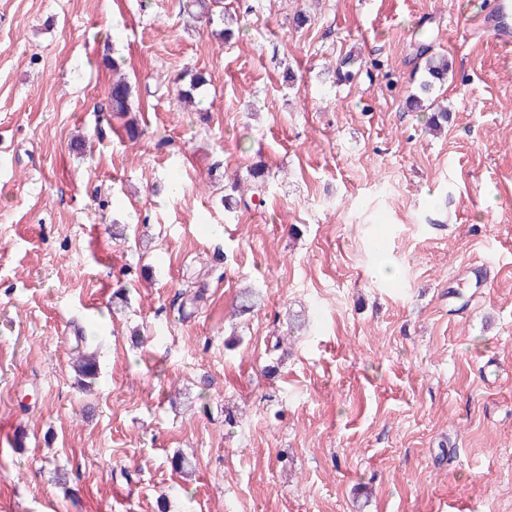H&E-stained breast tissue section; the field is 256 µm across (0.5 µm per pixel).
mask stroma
I'll return each mask as SVG.
<instances>
[{
  "mask_svg": "<svg viewBox=\"0 0 512 512\" xmlns=\"http://www.w3.org/2000/svg\"><path fill=\"white\" fill-rule=\"evenodd\" d=\"M494 2L213 0L193 25L181 0H0V512H512ZM423 42L452 66L435 136L406 105ZM109 58L130 114L102 109ZM258 162L262 203L227 210ZM80 345L77 343L74 354V362L79 374L84 378L95 382L98 379V357L95 350H91L85 341V336H78Z\"/></svg>",
  "mask_w": 512,
  "mask_h": 512,
  "instance_id": "stroma-1",
  "label": "stroma"
}]
</instances>
